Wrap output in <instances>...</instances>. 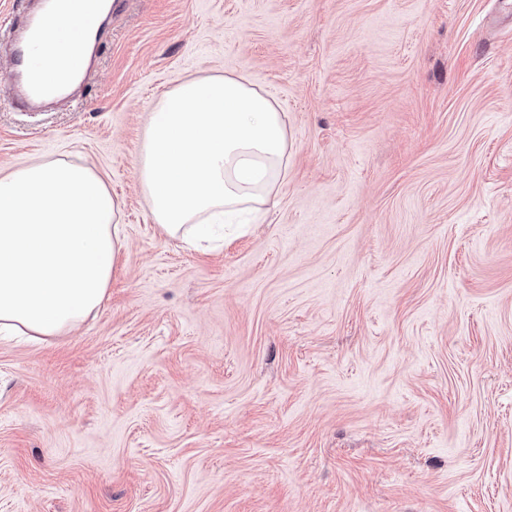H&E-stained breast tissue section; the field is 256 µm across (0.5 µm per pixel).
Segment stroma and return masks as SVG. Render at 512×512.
<instances>
[{
  "label": "stroma",
  "instance_id": "1",
  "mask_svg": "<svg viewBox=\"0 0 512 512\" xmlns=\"http://www.w3.org/2000/svg\"><path fill=\"white\" fill-rule=\"evenodd\" d=\"M512 0H126L74 102L0 79V173L63 158L127 249L80 325L0 338V512H512ZM288 117L249 231L183 247L135 175L182 80Z\"/></svg>",
  "mask_w": 512,
  "mask_h": 512
}]
</instances>
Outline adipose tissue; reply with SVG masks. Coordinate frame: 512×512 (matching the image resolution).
Here are the masks:
<instances>
[{"mask_svg": "<svg viewBox=\"0 0 512 512\" xmlns=\"http://www.w3.org/2000/svg\"><path fill=\"white\" fill-rule=\"evenodd\" d=\"M288 124L246 76L187 79L159 100L136 158L153 221L191 247L224 240L288 169ZM126 247L120 206L63 160L0 174V334L75 327L103 301Z\"/></svg>", "mask_w": 512, "mask_h": 512, "instance_id": "obj_1", "label": "adipose tissue"}]
</instances>
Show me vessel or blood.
<instances>
[{"label":"vessel or blood","mask_w":512,"mask_h":512,"mask_svg":"<svg viewBox=\"0 0 512 512\" xmlns=\"http://www.w3.org/2000/svg\"><path fill=\"white\" fill-rule=\"evenodd\" d=\"M37 2L35 12L18 10L21 27L14 35L15 48L0 72L10 77L22 105L38 107L61 98L67 83L89 81L90 67L73 62V53L105 40L120 4L113 0L105 11L100 0Z\"/></svg>","instance_id":"obj_1"}]
</instances>
